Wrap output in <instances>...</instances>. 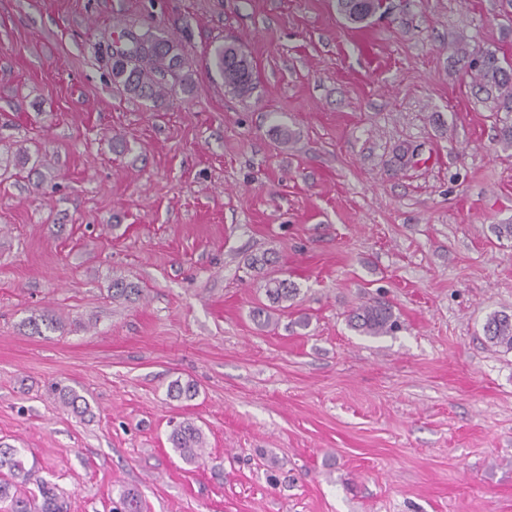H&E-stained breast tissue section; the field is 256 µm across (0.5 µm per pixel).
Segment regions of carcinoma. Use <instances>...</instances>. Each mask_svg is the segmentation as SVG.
<instances>
[{"mask_svg":"<svg viewBox=\"0 0 512 512\" xmlns=\"http://www.w3.org/2000/svg\"><path fill=\"white\" fill-rule=\"evenodd\" d=\"M381 7V0H336L337 11L353 23H360L374 15ZM126 48L114 47L112 81L125 93L151 102L155 106L170 103L178 93H190L194 88L186 59L172 39L161 32L124 30L119 35ZM468 68L475 71L481 89L498 91L500 107L512 112V67H504L492 53L465 55ZM213 65L224 78V87L239 98H249L257 89V77L249 57L233 43H226L215 51ZM274 259L267 254L254 255L248 266L265 281V293L269 306L257 310L267 314L293 301L298 288L290 280L279 278L270 272ZM140 289L123 279L112 280V298L131 300L139 296ZM59 324L53 315L40 314L28 319L31 333L42 334L41 327L48 329ZM348 324L366 336H383L399 328L392 308L383 303L362 305L348 314ZM487 338L512 350V316L506 313L491 314L484 325ZM55 395L61 404L75 414L87 411L83 396L67 386H55ZM167 395L175 401H190L197 395L191 382L176 380L168 388ZM168 440L173 450L187 463H196L204 455L205 435L201 427L186 420L176 425ZM29 476L21 450L0 443V502L9 503V512H64L65 504L55 487L43 482L39 495H28L21 489V482Z\"/></svg>","mask_w":512,"mask_h":512,"instance_id":"obj_1","label":"carcinoma"}]
</instances>
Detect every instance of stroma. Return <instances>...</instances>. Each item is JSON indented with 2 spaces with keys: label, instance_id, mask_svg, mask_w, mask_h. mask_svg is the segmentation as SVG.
<instances>
[{
  "label": "stroma",
  "instance_id": "35a3bbf8",
  "mask_svg": "<svg viewBox=\"0 0 512 512\" xmlns=\"http://www.w3.org/2000/svg\"><path fill=\"white\" fill-rule=\"evenodd\" d=\"M0 0V441L67 512H512V0ZM125 28L178 43L191 95L112 82ZM232 41L258 88L212 65ZM287 128L288 141L277 130ZM299 295L269 324L247 266ZM137 285L113 299L112 281ZM389 304L402 327L347 316ZM62 328L30 335L32 314ZM177 379L197 396L169 400ZM70 386L89 414L53 393ZM193 419L203 459L169 441ZM380 7V0H336L337 11L353 23H361ZM213 65L224 78V87L239 98H250L257 89V77L249 57L234 43L215 51ZM468 68L475 71L480 89L498 91L500 107L505 112H512V67H504L493 53L464 55ZM348 324L366 336H383L399 328L392 308L380 302L351 310L348 314ZM484 332L494 344L512 350V316L499 312L491 314L484 325Z\"/></svg>",
  "mask_w": 512,
  "mask_h": 512
}]
</instances>
